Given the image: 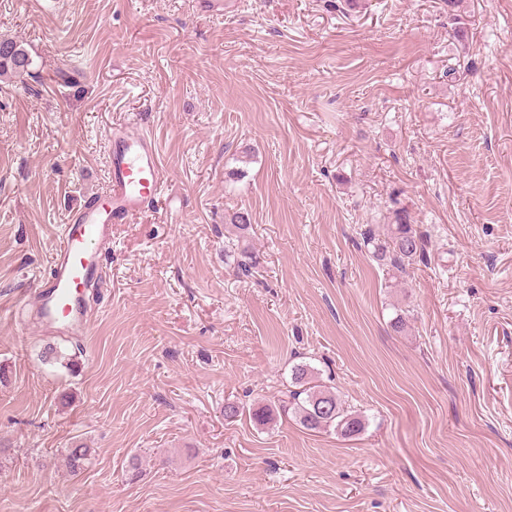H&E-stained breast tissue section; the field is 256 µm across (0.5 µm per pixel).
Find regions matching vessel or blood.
Returning <instances> with one entry per match:
<instances>
[{"mask_svg":"<svg viewBox=\"0 0 512 512\" xmlns=\"http://www.w3.org/2000/svg\"><path fill=\"white\" fill-rule=\"evenodd\" d=\"M107 185L93 203L71 211L34 301L37 326L82 334L92 324L85 291L103 281L112 228L161 199L166 176L154 138L132 125L110 128Z\"/></svg>","mask_w":512,"mask_h":512,"instance_id":"1","label":"vessel or blood"}]
</instances>
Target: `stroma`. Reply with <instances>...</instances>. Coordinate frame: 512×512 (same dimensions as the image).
<instances>
[{
  "label": "stroma",
  "mask_w": 512,
  "mask_h": 512,
  "mask_svg": "<svg viewBox=\"0 0 512 512\" xmlns=\"http://www.w3.org/2000/svg\"><path fill=\"white\" fill-rule=\"evenodd\" d=\"M4 37L38 67L0 77V512H512V0H0ZM132 118L163 198L87 334L22 326ZM397 210L399 274L363 243ZM299 363L362 434L225 421ZM390 235L384 241L376 239L372 231L363 235L364 244L373 246V254L388 270L403 272L405 262L409 263L423 252L422 238L407 224L400 212L395 214V224H391Z\"/></svg>",
  "instance_id": "35a3bbf8"
}]
</instances>
